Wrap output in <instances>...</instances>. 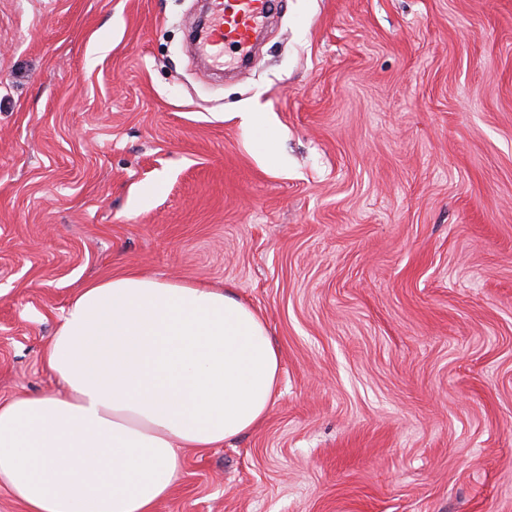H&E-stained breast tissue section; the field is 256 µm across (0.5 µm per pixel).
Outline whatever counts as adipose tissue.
Wrapping results in <instances>:
<instances>
[{
	"mask_svg": "<svg viewBox=\"0 0 512 512\" xmlns=\"http://www.w3.org/2000/svg\"><path fill=\"white\" fill-rule=\"evenodd\" d=\"M43 362L60 394L0 403V487L27 512H154L182 448L256 428L280 355L224 288L126 273L70 300Z\"/></svg>",
	"mask_w": 512,
	"mask_h": 512,
	"instance_id": "1",
	"label": "adipose tissue"
}]
</instances>
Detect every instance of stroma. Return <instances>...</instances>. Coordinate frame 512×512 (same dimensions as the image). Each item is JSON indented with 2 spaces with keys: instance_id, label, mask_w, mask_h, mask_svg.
<instances>
[{
  "instance_id": "35a3bbf8",
  "label": "stroma",
  "mask_w": 512,
  "mask_h": 512,
  "mask_svg": "<svg viewBox=\"0 0 512 512\" xmlns=\"http://www.w3.org/2000/svg\"><path fill=\"white\" fill-rule=\"evenodd\" d=\"M196 8L0 0V402L87 282L228 288L278 395L156 512H512V0H275L218 82ZM240 114L243 128L250 132L254 139L264 140L271 123V118L267 113L243 112Z\"/></svg>"
}]
</instances>
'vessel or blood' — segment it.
Returning <instances> with one entry per match:
<instances>
[{
    "instance_id": "vessel-or-blood-1",
    "label": "vessel or blood",
    "mask_w": 512,
    "mask_h": 512,
    "mask_svg": "<svg viewBox=\"0 0 512 512\" xmlns=\"http://www.w3.org/2000/svg\"><path fill=\"white\" fill-rule=\"evenodd\" d=\"M271 4L272 0H208V19L196 41L199 51L216 62L223 58L228 45L247 55Z\"/></svg>"
}]
</instances>
